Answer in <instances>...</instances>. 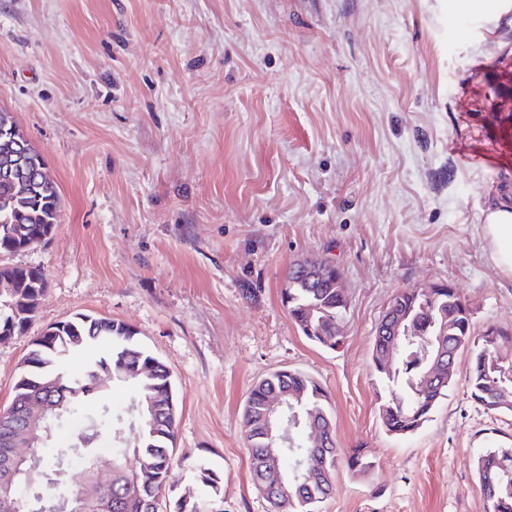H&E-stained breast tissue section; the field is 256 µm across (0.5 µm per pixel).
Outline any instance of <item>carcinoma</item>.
I'll use <instances>...</instances> for the list:
<instances>
[{
  "label": "carcinoma",
  "mask_w": 512,
  "mask_h": 512,
  "mask_svg": "<svg viewBox=\"0 0 512 512\" xmlns=\"http://www.w3.org/2000/svg\"><path fill=\"white\" fill-rule=\"evenodd\" d=\"M33 149L28 138L13 118L0 111V172L11 162L22 147ZM60 222V193L43 158L38 153L30 156L26 172L10 180L0 175V252L26 250L48 238ZM336 271H328L317 279L288 274V288L282 301L302 334L310 341L328 349H335L342 340L344 316L348 309L346 297L336 288ZM47 281L37 268L0 266V340L25 331L35 316L45 293ZM394 302L396 311L415 317L425 297L414 288L401 290ZM434 326L430 332L445 337L446 351L453 357L469 347L471 354L468 386L471 398L480 405L496 404L498 391L512 387V330L500 329L499 345L485 349L484 338L473 333L470 311L451 285L439 289L433 311ZM101 343L110 347L108 356L92 362V367L81 377H73L61 369V362L75 352L89 351ZM419 343L407 344L400 359V371L393 375H379L388 393L380 405L379 414L384 428L396 435L413 432L415 422L432 414L439 400L434 391L419 386V377L412 376L407 367L409 358L418 351ZM24 369L14 385V395L29 397L64 392L67 410L64 415L95 424L102 439L120 448L116 437L124 425L132 420L141 424V439L134 458L136 465L124 462L118 454L116 462L123 476L112 482L109 489L96 490L92 483L88 454L73 443L53 448L49 455L50 467L63 473L72 468L75 460L83 463L79 488L73 496L80 499L82 512H99L103 497L112 499V512H149L147 502L159 503L166 487L173 483L170 453L173 451L171 409L160 405L148 415L133 413L134 407L158 393L172 389L167 368L154 356L138 346L136 331L122 322L104 317L61 321L50 326L33 344L24 362ZM130 382L133 386L128 405L116 410L112 405L88 397L101 394V388L111 381ZM290 390L301 391L305 401L300 410L312 411L319 423L327 424L325 395L312 378L296 371L276 372L257 383L249 393L244 418V438L250 450L253 479L270 502L288 503V512H315L331 492V471L335 466V441L326 431L331 454L323 449L310 448L301 438L303 428H297L288 444L277 449L284 464V488L272 489L266 482L265 458L269 453L261 406L274 396ZM346 465L356 475H368L373 464L364 450L358 448L346 456ZM475 471L488 512H512V448L491 447L478 452ZM147 479L149 485L140 498L126 495L124 485L130 478Z\"/></svg>",
  "instance_id": "carcinoma-1"
}]
</instances>
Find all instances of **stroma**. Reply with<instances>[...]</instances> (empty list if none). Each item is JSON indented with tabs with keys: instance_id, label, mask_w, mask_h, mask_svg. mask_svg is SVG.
Segmentation results:
<instances>
[{
	"instance_id": "35a3bbf8",
	"label": "stroma",
	"mask_w": 512,
	"mask_h": 512,
	"mask_svg": "<svg viewBox=\"0 0 512 512\" xmlns=\"http://www.w3.org/2000/svg\"><path fill=\"white\" fill-rule=\"evenodd\" d=\"M1 110L43 154L61 221L0 253L48 283L0 341V409L34 338L103 316L170 371L174 480L201 512H272L242 409L279 369L319 383L341 459L374 463L338 464L317 512H486L475 456L512 445V414L471 398L464 354L429 420L389 433L371 354L405 288L450 284L475 333L512 329L482 231L512 195V0H0ZM305 257L343 276L333 350L282 302Z\"/></svg>"
}]
</instances>
